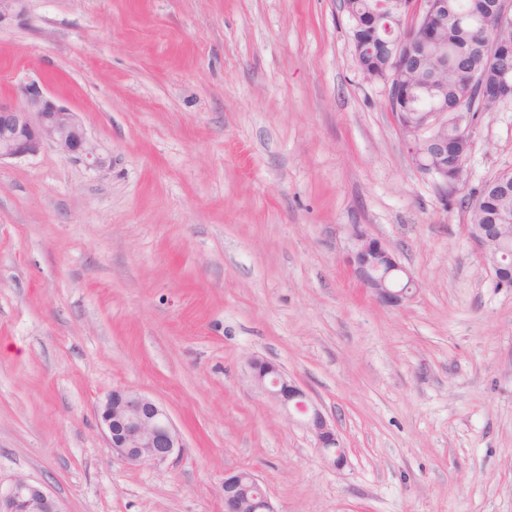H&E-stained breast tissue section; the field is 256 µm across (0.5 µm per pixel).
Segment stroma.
<instances>
[{"label": "stroma", "mask_w": 512, "mask_h": 512, "mask_svg": "<svg viewBox=\"0 0 512 512\" xmlns=\"http://www.w3.org/2000/svg\"><path fill=\"white\" fill-rule=\"evenodd\" d=\"M343 0H25L0 98L43 83L106 160L0 162V495L65 512H224L253 471L276 512H512V288L465 203L512 169V98L442 198L367 80ZM418 291L377 303L352 225ZM278 364L335 423L339 469L254 384ZM116 389L167 407L159 468L113 455ZM1 512H65L59 501L43 487L17 480L5 496H0Z\"/></svg>", "instance_id": "stroma-1"}]
</instances>
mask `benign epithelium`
I'll return each instance as SVG.
<instances>
[{"instance_id": "1", "label": "benign epithelium", "mask_w": 512, "mask_h": 512, "mask_svg": "<svg viewBox=\"0 0 512 512\" xmlns=\"http://www.w3.org/2000/svg\"><path fill=\"white\" fill-rule=\"evenodd\" d=\"M24 0H0V28L11 24L23 12ZM401 13L391 26L392 43L380 44L377 53L386 59L381 74L364 73L369 80L382 82L388 98H396L405 86L399 72L406 69L409 44L415 31L425 29L438 37L442 22L433 16L437 0H401ZM494 29L512 34V7L506 0L487 14ZM20 101H0V161L38 154L52 144L66 157L102 167L105 161L87 138L78 113L64 106L38 81L19 88ZM512 96V83L501 79L479 87L484 111ZM392 120L399 129L408 156L416 168L430 176L443 195L463 182L464 170H448V110L434 112H394ZM497 224H480L470 240L496 283L512 288V241L496 236ZM345 263L376 302L398 307L412 299L417 286L399 263L393 249L369 235L359 224L352 225L351 247ZM252 379L288 418L302 425L314 439L321 458L335 468L346 461L336 426L322 409L294 382L288 380L276 364L259 357L251 358ZM112 451L133 465L159 467L178 457L184 448L182 437L167 409L158 401L132 389L112 391L98 407ZM224 512H276L257 476L249 471L224 473L221 487ZM0 512H64L59 501L46 489L24 479L17 480L5 496H0Z\"/></svg>"}]
</instances>
